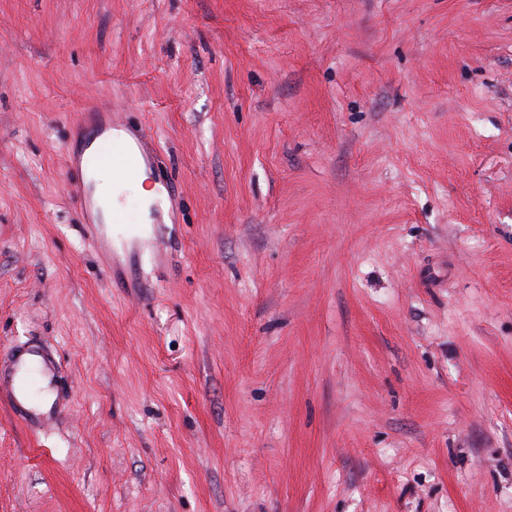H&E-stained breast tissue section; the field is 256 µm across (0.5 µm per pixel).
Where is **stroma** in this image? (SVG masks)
<instances>
[{"instance_id":"obj_1","label":"stroma","mask_w":512,"mask_h":512,"mask_svg":"<svg viewBox=\"0 0 512 512\" xmlns=\"http://www.w3.org/2000/svg\"><path fill=\"white\" fill-rule=\"evenodd\" d=\"M165 244L101 247L85 107ZM0 512H512V0H0ZM93 141L96 143L88 157V162L91 165L110 163L114 171L123 175L133 176L136 174L135 161L131 154L123 146L117 144L116 139L112 137V123H103L99 134ZM136 153V152H135ZM136 158L139 161V167L141 170V174L135 184L137 193L139 197L146 203L145 204V224H151L150 219V207L154 205L157 201L161 200L162 203L160 204L162 207L164 206V196L160 194L158 191H156L157 185L154 187H150L147 184V181L149 180L148 176L144 173L143 163L139 156V154L136 153ZM70 195L79 206L81 212H88L94 205L82 165H80V168H77L76 177L70 182ZM7 357L9 364L0 368V388L3 390L7 387L10 407L18 420L30 427L40 426L43 415L36 411V401L24 393L14 376L33 364L53 373L56 366L54 357L44 349L33 346L11 349Z\"/></svg>"}]
</instances>
